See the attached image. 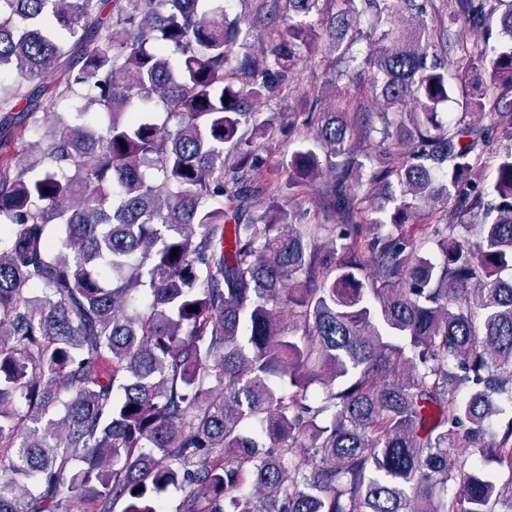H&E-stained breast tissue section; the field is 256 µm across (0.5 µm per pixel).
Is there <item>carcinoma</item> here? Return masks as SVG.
<instances>
[{
  "label": "carcinoma",
  "mask_w": 512,
  "mask_h": 512,
  "mask_svg": "<svg viewBox=\"0 0 512 512\" xmlns=\"http://www.w3.org/2000/svg\"><path fill=\"white\" fill-rule=\"evenodd\" d=\"M427 5L0 0L21 79L0 97V512H169L172 491L174 512H512V418L485 428L512 404V146L494 199L478 178L490 131L512 139V46L486 50L512 42V3L440 0L452 33ZM322 29L348 63L367 42L384 138L408 132L367 178L371 129L343 108L308 113L281 167L260 154L295 122L253 105ZM453 69L480 82L450 126ZM12 126L37 136L23 166ZM319 149L339 162L304 224L262 192L282 169L314 183ZM394 181L389 222L352 223L365 184ZM431 217L439 261L405 230Z\"/></svg>",
  "instance_id": "obj_1"
}]
</instances>
